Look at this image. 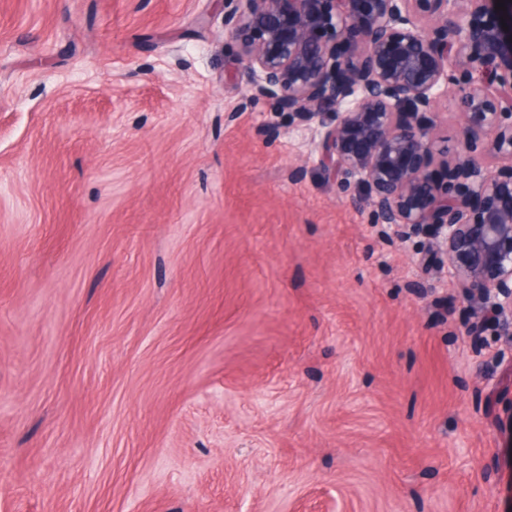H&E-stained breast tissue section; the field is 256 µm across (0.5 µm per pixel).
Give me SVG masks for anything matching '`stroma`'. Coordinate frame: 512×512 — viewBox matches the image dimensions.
<instances>
[{
  "label": "stroma",
  "mask_w": 512,
  "mask_h": 512,
  "mask_svg": "<svg viewBox=\"0 0 512 512\" xmlns=\"http://www.w3.org/2000/svg\"><path fill=\"white\" fill-rule=\"evenodd\" d=\"M240 68L224 0H0V512H512V338Z\"/></svg>",
  "instance_id": "1"
}]
</instances>
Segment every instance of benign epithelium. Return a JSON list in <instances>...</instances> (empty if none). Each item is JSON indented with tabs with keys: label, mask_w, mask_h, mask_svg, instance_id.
Segmentation results:
<instances>
[{
	"label": "benign epithelium",
	"mask_w": 512,
	"mask_h": 512,
	"mask_svg": "<svg viewBox=\"0 0 512 512\" xmlns=\"http://www.w3.org/2000/svg\"><path fill=\"white\" fill-rule=\"evenodd\" d=\"M226 0L250 98L308 131L339 187L402 243L422 233L438 273L512 335V0ZM454 94L452 191L429 166Z\"/></svg>",
	"instance_id": "benign-epithelium-1"
}]
</instances>
